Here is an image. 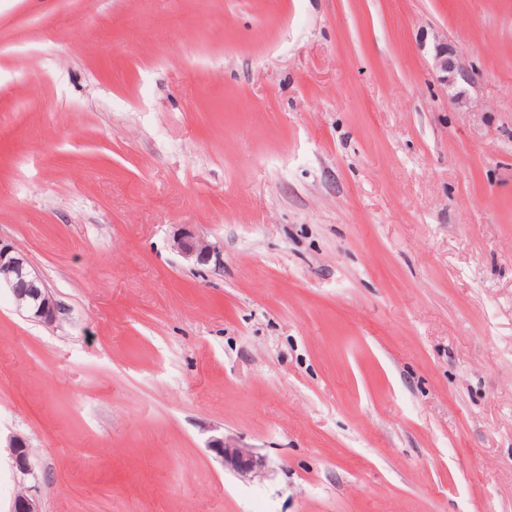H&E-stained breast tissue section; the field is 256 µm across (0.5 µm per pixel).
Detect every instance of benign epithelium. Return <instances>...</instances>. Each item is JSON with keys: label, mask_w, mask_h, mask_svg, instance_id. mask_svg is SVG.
<instances>
[{"label": "benign epithelium", "mask_w": 512, "mask_h": 512, "mask_svg": "<svg viewBox=\"0 0 512 512\" xmlns=\"http://www.w3.org/2000/svg\"><path fill=\"white\" fill-rule=\"evenodd\" d=\"M437 80L448 89L456 91L457 99L466 96V87L474 83L475 73L448 49L447 44L435 47ZM175 249L187 260L204 264L210 261L214 250L203 238L189 230L174 236ZM10 289L19 310L37 322L52 324L61 313V306L45 284L38 270L28 257L12 245L0 241V283ZM9 452L13 465L22 475L32 474L31 452L27 442L14 436L9 439ZM224 467L247 478L264 474L265 460L250 448L222 438L212 443ZM13 512H42L38 499L28 493L19 494L13 503Z\"/></svg>", "instance_id": "obj_1"}]
</instances>
